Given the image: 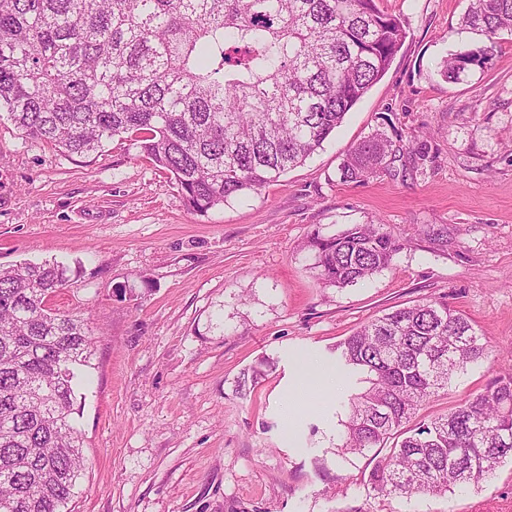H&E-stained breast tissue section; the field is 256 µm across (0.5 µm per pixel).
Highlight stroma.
Listing matches in <instances>:
<instances>
[{
  "label": "stroma",
  "instance_id": "obj_1",
  "mask_svg": "<svg viewBox=\"0 0 512 512\" xmlns=\"http://www.w3.org/2000/svg\"><path fill=\"white\" fill-rule=\"evenodd\" d=\"M382 6L407 22L385 76L303 165L204 214L126 139L69 157L0 117V266H65L52 307L94 334L71 512H512L511 463L477 487L392 498L370 487L371 457L339 448L362 385L335 346L361 324L445 301L512 353V34L492 44L461 30L467 0ZM482 49L462 80L441 75L443 59ZM376 132L399 175L343 181L349 147ZM373 221L404 244L392 265L324 286L304 243ZM303 357L331 368L335 388L305 385ZM263 358L264 377L244 383ZM491 376L468 366L425 414Z\"/></svg>",
  "mask_w": 512,
  "mask_h": 512
}]
</instances>
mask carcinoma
Wrapping results in <instances>:
<instances>
[{
    "label": "carcinoma",
    "instance_id": "1",
    "mask_svg": "<svg viewBox=\"0 0 512 512\" xmlns=\"http://www.w3.org/2000/svg\"><path fill=\"white\" fill-rule=\"evenodd\" d=\"M460 27L512 33V0H469ZM405 21L380 0H0V111L26 136L69 155L124 137L205 213L258 193L320 149L388 71ZM487 57L457 54V81ZM382 133L354 145L343 180L392 172ZM326 287L389 267L403 243L384 224L311 237ZM67 269L0 268V512H68L86 470L73 426L91 366L86 320L45 309ZM363 375L342 421L343 453L387 449L368 475L383 495L479 485L512 459V371L435 417L420 410L468 366L498 355L444 301L396 309L336 344Z\"/></svg>",
    "mask_w": 512,
    "mask_h": 512
}]
</instances>
